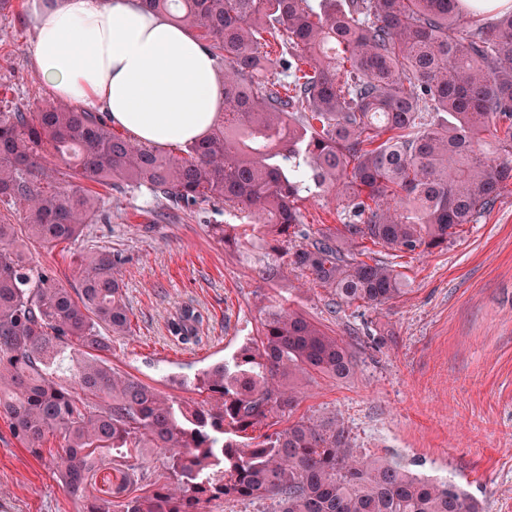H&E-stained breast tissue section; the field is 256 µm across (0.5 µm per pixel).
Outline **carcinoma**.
<instances>
[{"label":"carcinoma","mask_w":512,"mask_h":512,"mask_svg":"<svg viewBox=\"0 0 512 512\" xmlns=\"http://www.w3.org/2000/svg\"><path fill=\"white\" fill-rule=\"evenodd\" d=\"M204 42L224 66V112L203 141L166 153L112 130L102 115L44 98L0 112V417L33 453L62 437L55 467L83 512H209L226 498L268 499L274 512H483L461 487L398 457L355 453L344 428L291 416L315 375L354 372L347 342L288 305L265 307L258 338L234 367L202 370L200 402L168 398L112 370V337L132 334L122 258L92 248L67 286L33 250L83 236L101 212L90 186L146 189L168 204H222L228 245L268 250L263 279L299 271L337 305L378 306L406 293L403 274L357 258L369 241L415 253L440 247L494 206L512 182V12L473 27L483 0H142ZM282 38L274 70L263 34ZM497 141L489 155L486 136ZM68 166L60 182L46 164ZM336 198L348 220L309 233L301 193ZM303 242L296 243V238ZM184 306L172 340H201ZM158 449L168 479L127 494L136 455ZM112 456L124 483L88 494Z\"/></svg>","instance_id":"1"}]
</instances>
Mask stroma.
<instances>
[{
	"instance_id": "35a3bbf8",
	"label": "stroma",
	"mask_w": 512,
	"mask_h": 512,
	"mask_svg": "<svg viewBox=\"0 0 512 512\" xmlns=\"http://www.w3.org/2000/svg\"><path fill=\"white\" fill-rule=\"evenodd\" d=\"M32 2L13 0L0 13L1 112L32 109L50 94L30 58ZM101 195L108 221L36 258L69 284L81 252H121L133 333L113 337V369L167 396L199 400L188 380L256 338L263 307L281 292L259 274L266 252L224 244L212 230L234 221L223 207H161L144 190ZM301 209L312 232L342 219L316 188ZM372 256L408 284L379 309L335 306L329 289L289 275L290 306L349 342L356 363L349 379L303 384L295 416L338 420L358 453L400 457L413 472L464 487L485 512H512V182L447 245L414 254L377 247ZM187 305L206 318L195 345L173 342L165 328ZM61 442L48 437L34 455L0 419V512H81L57 480Z\"/></svg>"
}]
</instances>
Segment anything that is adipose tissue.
Wrapping results in <instances>:
<instances>
[{"mask_svg": "<svg viewBox=\"0 0 512 512\" xmlns=\"http://www.w3.org/2000/svg\"><path fill=\"white\" fill-rule=\"evenodd\" d=\"M33 67L59 98L107 112L137 139L180 146L205 139L224 80L192 33L141 0H59L33 6Z\"/></svg>", "mask_w": 512, "mask_h": 512, "instance_id": "adipose-tissue-1", "label": "adipose tissue"}]
</instances>
